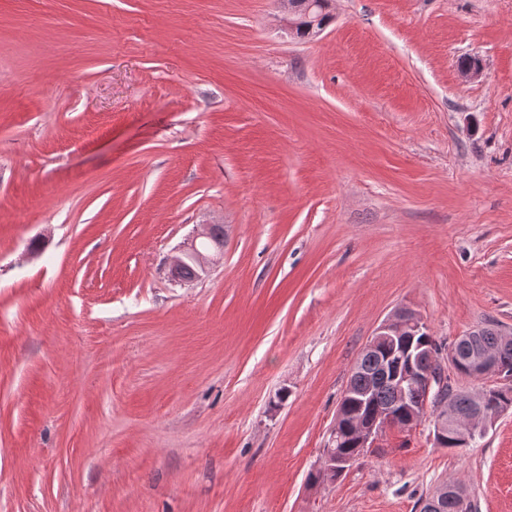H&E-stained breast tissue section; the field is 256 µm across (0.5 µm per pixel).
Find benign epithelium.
<instances>
[{"mask_svg":"<svg viewBox=\"0 0 512 512\" xmlns=\"http://www.w3.org/2000/svg\"><path fill=\"white\" fill-rule=\"evenodd\" d=\"M281 5L287 9L289 30L296 29L298 18L303 13H310L315 7L313 0H281ZM214 225L201 224L199 230L180 249V253L173 257L170 274L178 280L181 270L190 262L195 263L201 270L213 263L217 257L223 255V242L213 240ZM427 329L421 314L412 307L402 306L395 310L388 318L383 320L374 330L366 342L362 353H373L386 349L385 367H403L397 374L390 375L391 382L396 387L399 403L405 406L408 413L407 421L416 423L422 415L423 405L418 402L417 394L429 393L435 380L445 375L446 369L457 372L461 363L455 353V347L448 348L446 359H441L434 351H421L406 347V342L419 336ZM500 348H483L470 357L467 372L475 378L492 380L498 385L502 382V369L499 349L512 346V332L501 329L496 330ZM489 386L485 385L472 396L478 401L475 410L467 417H459L452 411L453 395L442 401V415L437 418L433 427V437L437 446L448 442V433H453L467 445H472L478 436H483L503 413L512 408L506 402H487L486 393ZM395 414L392 409H380L372 417L360 416L353 421L352 437L355 439L359 453L368 448H377L385 432L394 422ZM343 440V432L334 427L327 447L321 450L319 470L335 478L341 476L355 463L356 457L341 456L337 452ZM454 494L459 509L466 510L469 506V496L462 488L454 484H447L437 492L431 494L426 501L428 509L440 512L448 500L449 494Z\"/></svg>","mask_w":512,"mask_h":512,"instance_id":"benign-epithelium-1","label":"benign epithelium"}]
</instances>
